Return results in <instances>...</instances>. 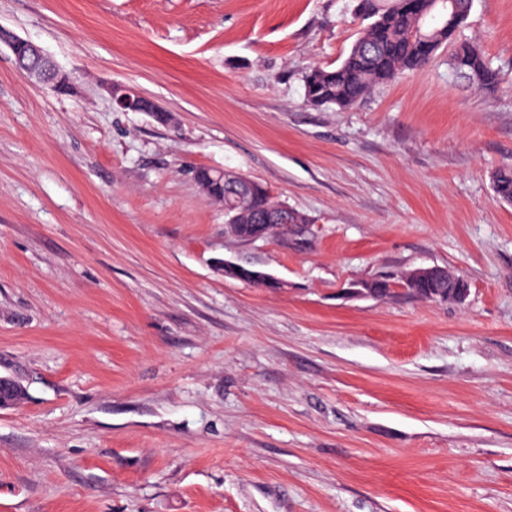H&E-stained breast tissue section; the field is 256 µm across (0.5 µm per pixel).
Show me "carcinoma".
I'll return each mask as SVG.
<instances>
[{
	"label": "carcinoma",
	"instance_id": "carcinoma-1",
	"mask_svg": "<svg viewBox=\"0 0 512 512\" xmlns=\"http://www.w3.org/2000/svg\"><path fill=\"white\" fill-rule=\"evenodd\" d=\"M473 0H456L457 21L443 28L436 8L424 16L410 11L406 0H358V10L368 24L346 57L334 68L314 66L304 76V99L316 108H350L367 98L376 87L395 80L405 71L428 64L438 50L448 47L451 70L480 89L492 91L501 81L500 72L487 61L481 46L460 38ZM214 172L200 167L194 178L209 197H224V223L242 225L241 238L252 235V226L266 214L278 212L279 201L264 184L241 173L232 182H215ZM496 197L512 203V167L493 175ZM390 279L379 278L357 284V288L378 297L391 294ZM461 280L446 273L409 282V293L420 297L435 290L454 299L453 290L463 288Z\"/></svg>",
	"mask_w": 512,
	"mask_h": 512
}]
</instances>
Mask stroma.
<instances>
[{
	"label": "stroma",
	"instance_id": "1",
	"mask_svg": "<svg viewBox=\"0 0 512 512\" xmlns=\"http://www.w3.org/2000/svg\"><path fill=\"white\" fill-rule=\"evenodd\" d=\"M358 0H0V512H512V0L348 108ZM135 87L168 123L114 108ZM243 173L305 214L302 245L226 234L193 170ZM225 258L287 281L217 273ZM438 266L462 301L350 283ZM2 45L10 50L16 69L23 78L41 83L53 92L58 91L60 83L70 88L68 75L34 42L0 27V47ZM117 85L120 87V95H116L114 93V88ZM106 90L112 99L113 105L124 112H135L136 102L140 97H142L140 92H138L134 87L118 82L108 84L106 86Z\"/></svg>",
	"mask_w": 512,
	"mask_h": 512
}]
</instances>
